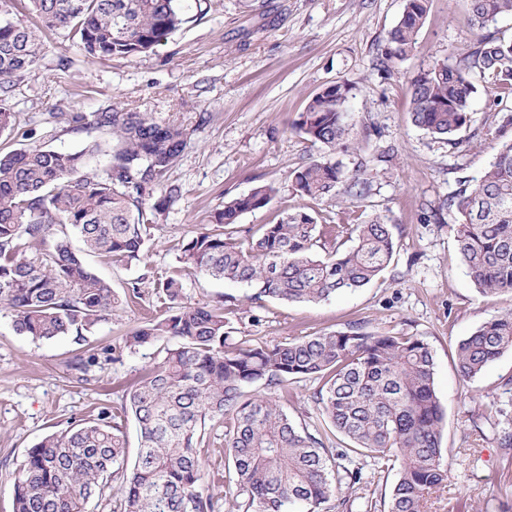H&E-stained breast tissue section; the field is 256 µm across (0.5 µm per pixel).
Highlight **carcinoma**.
<instances>
[{
	"instance_id": "1",
	"label": "carcinoma",
	"mask_w": 512,
	"mask_h": 512,
	"mask_svg": "<svg viewBox=\"0 0 512 512\" xmlns=\"http://www.w3.org/2000/svg\"><path fill=\"white\" fill-rule=\"evenodd\" d=\"M18 0H0V134L12 125V88L33 72L44 36L58 34L90 57L132 59L166 44L185 22L181 0H28L34 22L17 17ZM430 0H404L388 34L380 66L417 52ZM477 31L472 51L455 67L437 60L409 82L412 123L434 139L462 142L477 87L474 75L512 95V39L483 34L512 0H468ZM350 87L336 83L314 96L296 128L323 155L291 172L295 189L311 199L365 198L370 182L359 169L335 160L350 149ZM53 117L89 139L80 151L31 146L0 151V311L13 329L34 340L73 336L82 342L124 300L86 263L98 254L116 265L141 259L160 216L178 197L166 184L180 156L186 128L151 112L112 108L87 116ZM106 134L109 164L83 172L101 152ZM493 161L477 180L448 196L461 222L456 249L483 295H512V141L492 146ZM162 196L154 203L147 196ZM275 189L259 184L224 201L213 228L178 245L179 263L216 280L256 288L255 298L317 304L370 284L390 262L396 241L391 225L319 224L302 211L240 235L239 216L267 207ZM354 244L339 251L344 235ZM80 246L75 248L72 239ZM176 273L128 298L147 301L160 314L145 318L121 339L88 349L72 362L87 376L147 344H168L165 355L134 381L124 402L99 408L96 417L45 436L17 468L15 512H86L89 500L120 491L121 512H351L370 484L366 461L399 463L384 496V512H426L428 498L447 486L441 434L444 410L436 393L435 360L424 339L346 331L297 336L274 345L232 336L222 305L177 303ZM512 350V307L483 322L458 343L456 368L472 379ZM318 379L314 394L328 432L312 433L288 415V384ZM260 384L264 393L249 388ZM139 431L134 462L127 456L124 421ZM224 428V458L234 472L225 490L204 485L199 447ZM348 440L329 448L328 433Z\"/></svg>"
}]
</instances>
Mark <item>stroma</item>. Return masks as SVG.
Wrapping results in <instances>:
<instances>
[{
  "label": "stroma",
  "mask_w": 512,
  "mask_h": 512,
  "mask_svg": "<svg viewBox=\"0 0 512 512\" xmlns=\"http://www.w3.org/2000/svg\"><path fill=\"white\" fill-rule=\"evenodd\" d=\"M404 0H182L185 23L154 52L126 60L85 57L79 47L48 35L34 73L20 80L10 98L15 114L0 135V150L42 145L81 148L84 134L55 122L57 112L92 114L107 106L174 117L187 129L186 145L168 174L180 189L176 202L144 257L128 266L90 255L86 261L124 294L140 278L178 267L177 245L210 224L226 199L273 184L266 208L242 214L239 229L271 223L284 210H300L318 221L361 224L383 218L398 246L388 267L367 287L315 305L254 299L243 284L214 280L197 271L183 275V299L213 304L230 301L240 340L273 345L295 336L345 331L352 324L373 333L424 339L435 358V387L444 409L441 444L451 474L443 492L432 495L431 512H512V450L498 446L501 427L487 416L496 403L512 411V351L478 377L465 380L455 367L456 348L484 321L512 305L507 297L484 296L462 264L452 228L458 213L445 200L460 182L479 177L493 159L487 129L498 126V92L479 84L472 119L460 145L433 140L411 121L408 83L437 60L459 64L476 31L467 0H431L417 53L395 61L389 71L376 59L387 48ZM337 82L351 87L353 138L362 149L340 154L344 169H362L369 196L346 204L298 193L289 174L320 158L318 145L295 123L309 100ZM395 152L391 163L376 156ZM147 309L132 302L101 322L90 340L115 342L135 327ZM161 344L124 354L121 361L93 369L80 380L68 367L80 347L72 337L32 341L16 333L0 314V512H14V472L44 436L94 417L121 402L127 382L161 356ZM319 381L290 383L288 413L299 423L321 425L313 395Z\"/></svg>",
  "instance_id": "obj_1"
}]
</instances>
